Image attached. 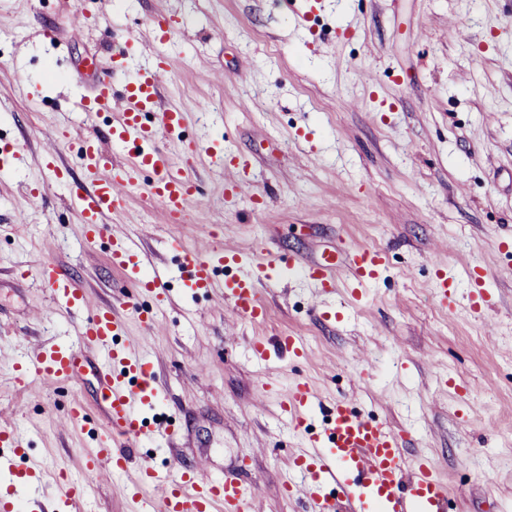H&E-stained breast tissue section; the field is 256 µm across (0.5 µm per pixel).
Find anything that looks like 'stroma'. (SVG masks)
I'll use <instances>...</instances> for the list:
<instances>
[{
    "label": "stroma",
    "instance_id": "stroma-1",
    "mask_svg": "<svg viewBox=\"0 0 512 512\" xmlns=\"http://www.w3.org/2000/svg\"><path fill=\"white\" fill-rule=\"evenodd\" d=\"M75 9L88 21L80 38L66 20ZM158 13L175 27L162 42L150 30ZM118 48L134 70L157 53L177 59L160 104L187 119L161 146L182 163L223 143L252 163L264 206L225 197L221 172L199 162L200 198L174 223L147 197L145 171L104 236L85 239L69 202L85 181L80 145L115 115L78 103ZM54 137L65 183L40 163ZM14 144L25 159L0 182V423L26 443L16 470H62L83 489L76 509L51 486L20 497H38L41 512H131L126 475L84 466L105 425L92 369L21 387L14 366L27 350L76 343L79 322L132 297L159 324L148 331L125 314L116 341L139 344L153 365L164 399L146 410L148 430L177 433L171 446L133 447V466L233 472L258 485L254 512H307L302 488L284 487L306 446L280 407L303 379L321 401L347 398L402 431L407 460L434 461L448 512H512V250L500 247L512 233V0H0V147ZM116 235L138 244L144 265L169 269L165 302L113 265ZM49 238L85 292L82 311L44 316L46 289L15 275L38 265ZM216 238L292 266L263 288L265 323L233 320L219 292L184 288L172 242ZM336 245L382 249L386 268L359 295L345 271L318 295L302 271ZM476 268L494 300L482 314L469 301ZM288 334L302 337L304 357L278 347ZM256 340L265 362L250 356ZM75 402L84 424L67 417Z\"/></svg>",
    "mask_w": 512,
    "mask_h": 512
}]
</instances>
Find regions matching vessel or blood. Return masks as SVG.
<instances>
[{"label":"vessel or blood","instance_id":"1","mask_svg":"<svg viewBox=\"0 0 512 512\" xmlns=\"http://www.w3.org/2000/svg\"><path fill=\"white\" fill-rule=\"evenodd\" d=\"M173 70L170 57L159 54L149 66L132 72L126 54L119 53L111 57L104 76L94 83L90 96L83 99L86 111H115L109 137L113 144L131 148L128 159L118 163L104 150L100 136L84 139L82 159L89 183L72 193L70 202L86 239L104 234V217L120 209L141 170L151 171L147 195L169 217H183L197 199L199 189L190 168L173 163L156 144L158 136L173 134L187 118L180 108L159 106L160 86ZM117 77L124 80V93L120 96L113 91ZM153 111L158 114V124L150 128L143 124L142 115ZM205 155L209 164L223 173L226 195L250 188L249 160L225 158L223 150L214 146L208 147ZM112 263L122 268L139 267L131 239H113ZM226 264L238 265L242 272L222 283L215 272ZM382 264L381 251L340 247L308 266L305 276L326 292L334 288L337 272L344 269L361 288L376 277ZM279 265L278 259L263 252L243 255L213 242L200 249L184 250L182 275L194 291H220L226 309L241 322L259 324L268 317L262 286L269 281L271 269ZM36 277L48 289L55 310L71 313L84 305L81 288L51 258L38 264ZM122 329L120 318L111 308L98 309L81 324L76 345L50 346L26 354L19 364L21 376L47 384L70 380L81 366L83 349H94L99 355L98 381L106 402V423L96 446L84 454L87 470L106 467L116 473L132 472L124 494L131 499L134 512H251L257 487L236 475L204 479L149 464L132 470L126 445L142 438V409L159 398L160 392L154 384L153 367L139 346L116 344L115 338ZM316 401L309 383L298 380L281 403L290 424L302 434L308 447L307 453L296 458L294 469L309 479L311 512H343L342 496L346 493L354 497L353 512H365L366 504L356 494L360 488L370 491L382 512H447L448 492L432 461L421 457L407 462L404 437L399 431L360 414L344 398L330 403L323 431H308L309 413ZM25 452L26 444L17 432L0 424V471H14L16 483L40 484L42 474L36 468H15V458ZM331 484L338 487V494L328 493Z\"/></svg>","mask_w":512,"mask_h":512}]
</instances>
